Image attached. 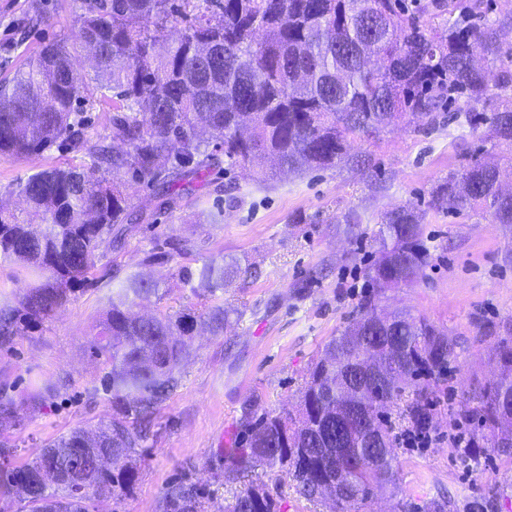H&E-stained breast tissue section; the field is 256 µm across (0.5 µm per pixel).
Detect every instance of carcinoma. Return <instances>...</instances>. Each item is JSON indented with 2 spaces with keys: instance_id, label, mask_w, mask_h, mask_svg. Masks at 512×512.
Instances as JSON below:
<instances>
[{
  "instance_id": "carcinoma-1",
  "label": "carcinoma",
  "mask_w": 512,
  "mask_h": 512,
  "mask_svg": "<svg viewBox=\"0 0 512 512\" xmlns=\"http://www.w3.org/2000/svg\"><path fill=\"white\" fill-rule=\"evenodd\" d=\"M416 0H81L71 45L44 46L13 80L0 86V156L44 150L63 138L86 148L75 104L94 83L112 93V141L125 149L92 151L84 168L53 167L19 182L26 205L0 203V260L24 267L28 290L16 305L0 308V335L27 320L50 315L71 286L84 282L105 249L122 240L147 214L130 207L121 183L132 175L166 195L183 181L223 162L250 167L261 182L272 168L297 174L334 169L341 163L365 172L370 159L348 152L349 138L376 135L405 115L432 128L459 103L474 128L512 147V43L503 42L480 5L443 0L463 23L443 29L420 21ZM180 28L179 37L169 32ZM96 42L90 71L80 77L73 55ZM507 93L496 112H474L492 90ZM497 167L476 163L434 190L433 202L457 215L482 210L498 224H512V195L497 187ZM418 214L411 207L386 213L375 234L378 256L368 269L376 293L417 277L429 264ZM250 272L222 257L184 275L202 296ZM158 282L130 274L112 292L98 336L97 355L110 366L112 420L94 432L73 431L52 441L31 462L11 464L15 448H0V497H16L27 512H90L88 495L46 478L49 470L90 467L94 489L126 491L136 472L128 465L148 438V425L179 385L188 351L185 337L197 323L191 315L136 318L133 308L159 297ZM367 300L356 317L324 347L301 392L295 416H258L235 449L230 482L261 467H286L296 494L318 500L319 486L345 469V494L334 512H358L372 487L393 480L394 454L385 410L409 387L440 372L454 355L447 334L426 319L393 315L377 324ZM238 311L222 305L203 315L218 335ZM391 379L368 418L336 422L343 378L359 374L373 357ZM498 378L488 387L478 424L491 430L485 445L512 449V341L497 352ZM349 436L341 458L329 452L336 433ZM121 458L122 465L95 466L90 436ZM492 500L433 501L428 512H482ZM202 496L188 485L170 487L164 512H202ZM263 484L238 490L225 512H276Z\"/></svg>"
}]
</instances>
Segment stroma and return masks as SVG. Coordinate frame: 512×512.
I'll return each mask as SVG.
<instances>
[{"label": "stroma", "instance_id": "stroma-1", "mask_svg": "<svg viewBox=\"0 0 512 512\" xmlns=\"http://www.w3.org/2000/svg\"><path fill=\"white\" fill-rule=\"evenodd\" d=\"M79 13V0H0V82L45 44L72 41ZM80 109L88 149L60 141L39 153L0 157L1 201L19 205L15 185L42 169L91 164L90 146L112 136V103L92 85ZM349 148L370 156L373 179L339 167L281 173L260 183L248 170L220 166L165 205L156 188L125 178L132 208L147 211L150 220L106 249L88 281L77 284L51 316L0 335V397L17 406L16 418L0 425V444L17 448L22 463L60 435L111 420L108 366L91 341L113 289L129 274L161 285V299L143 304L142 312L198 316L208 304L184 286L183 269L233 258L255 270L224 288V303L238 309V317L223 334L199 326L188 337L190 356L179 386L137 451L133 488L119 496L93 495L91 512H163L164 494L175 481L204 492L205 512H224L237 490L225 482L224 467L249 423L264 413L296 412L325 344L372 296L384 311L426 317L452 339L454 356L441 375L425 381L432 421L427 447L403 442L408 422L402 412L413 390L390 407L396 482L374 491L358 512H402L401 503L420 506L434 498L468 502L493 490L500 497L489 512H512V454L453 441L477 432L476 422H463L461 412L485 399L498 373L496 349L512 340V224L432 204L438 184L477 159L498 163L502 187L511 189L512 151L462 117L427 131L400 122L379 136L351 139ZM219 205L223 223H206L205 213ZM401 206L419 212L430 264L411 283L378 297L366 274L376 250L373 232L386 212ZM350 210L361 217L351 233L338 222ZM153 251L161 261L147 262ZM261 480L281 512L332 508L328 501L297 498L279 470L266 471Z\"/></svg>", "mask_w": 512, "mask_h": 512}]
</instances>
